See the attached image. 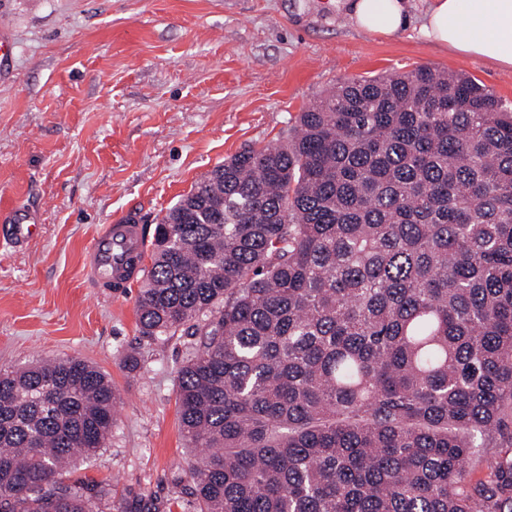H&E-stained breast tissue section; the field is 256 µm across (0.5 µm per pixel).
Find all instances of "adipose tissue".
I'll list each match as a JSON object with an SVG mask.
<instances>
[{"mask_svg":"<svg viewBox=\"0 0 512 512\" xmlns=\"http://www.w3.org/2000/svg\"><path fill=\"white\" fill-rule=\"evenodd\" d=\"M360 30L394 36L410 23L408 0H336ZM422 31L459 53L512 68V0H431Z\"/></svg>","mask_w":512,"mask_h":512,"instance_id":"1","label":"adipose tissue"}]
</instances>
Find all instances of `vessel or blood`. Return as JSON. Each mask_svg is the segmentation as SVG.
I'll list each match as a JSON object with an SVG mask.
<instances>
[{
  "label": "vessel or blood",
  "mask_w": 512,
  "mask_h": 512,
  "mask_svg": "<svg viewBox=\"0 0 512 512\" xmlns=\"http://www.w3.org/2000/svg\"><path fill=\"white\" fill-rule=\"evenodd\" d=\"M12 21L0 13V68L14 54ZM36 217L26 207L0 213V237L20 245L35 233ZM149 229L138 213L130 212L102 225L87 252L86 278L98 293L116 298L146 275L145 259L150 248Z\"/></svg>",
  "instance_id": "b4317fda"
}]
</instances>
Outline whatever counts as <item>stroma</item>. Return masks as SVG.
I'll use <instances>...</instances> for the list:
<instances>
[{
	"label": "stroma",
	"mask_w": 512,
	"mask_h": 512,
	"mask_svg": "<svg viewBox=\"0 0 512 512\" xmlns=\"http://www.w3.org/2000/svg\"><path fill=\"white\" fill-rule=\"evenodd\" d=\"M15 50L0 75V210H36L37 233L0 240V369L79 356L120 403L106 448L68 481H106L105 512L143 493L195 512L173 471L190 453L177 377L191 339L141 336L137 290L88 288L84 252L101 225L137 211L157 223L242 148L286 141L336 83L428 66L468 76L512 104V70L426 39L428 0L386 37L328 0H0ZM138 354L139 369L122 363Z\"/></svg>",
	"instance_id": "1"
}]
</instances>
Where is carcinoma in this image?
Segmentation results:
<instances>
[{"instance_id": "cac0c4a2", "label": "carcinoma", "mask_w": 512, "mask_h": 512, "mask_svg": "<svg viewBox=\"0 0 512 512\" xmlns=\"http://www.w3.org/2000/svg\"><path fill=\"white\" fill-rule=\"evenodd\" d=\"M136 313L198 337V512H512V105L431 67L337 85L167 210ZM117 404L79 357L1 369L0 512H103L63 474Z\"/></svg>"}]
</instances>
